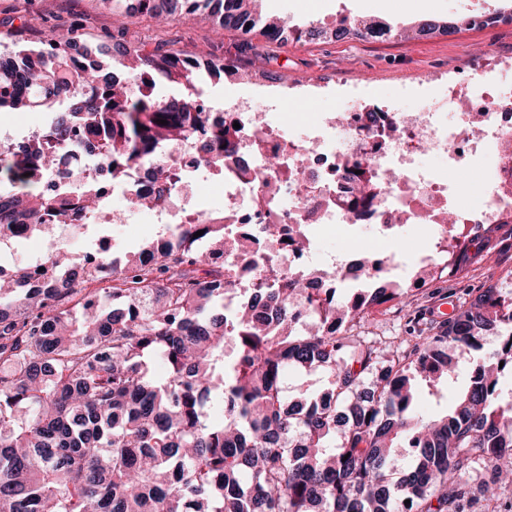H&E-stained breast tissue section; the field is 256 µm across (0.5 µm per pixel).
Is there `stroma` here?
<instances>
[{"label": "stroma", "mask_w": 512, "mask_h": 512, "mask_svg": "<svg viewBox=\"0 0 512 512\" xmlns=\"http://www.w3.org/2000/svg\"><path fill=\"white\" fill-rule=\"evenodd\" d=\"M379 6L384 9L381 22L398 27L412 26L425 14L409 8L406 0H267L268 14L296 25L312 21L330 24L344 15L364 17ZM29 9L60 33L66 32L74 15H84L85 39L95 47L106 44L108 34L122 24L127 27L129 41L152 44L171 40L203 54L219 55L251 41L252 50L242 56V66L251 72V79L210 84L209 99L217 108L231 98L247 99L269 111L271 122L282 126L297 123L299 113L337 112L350 101L410 110L420 99L440 93L448 82L469 79L474 64L493 69L502 61L512 60V21L507 19L483 30L428 39L302 44L269 41L258 35L247 38L202 18L161 26L145 18L125 20L99 0H33L29 5L24 0H0V21L7 17L13 20L11 27L0 25V51L8 50L18 39L40 38L38 29L24 24L23 15ZM111 209L113 221H90L67 240L73 262H81L86 251L102 244L122 256L156 240L160 227L152 217L143 214L134 223L123 220L126 208L122 194L113 195ZM353 244L358 248L370 245L372 250L404 263L407 276L418 270L421 258L433 247L425 224L405 225L402 232L387 238L374 236L367 227L357 231Z\"/></svg>", "instance_id": "35a3bbf8"}]
</instances>
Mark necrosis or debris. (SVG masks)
<instances>
[{
  "mask_svg": "<svg viewBox=\"0 0 512 512\" xmlns=\"http://www.w3.org/2000/svg\"><path fill=\"white\" fill-rule=\"evenodd\" d=\"M222 113L225 122L245 118L262 127L240 145L250 171L224 168V240L250 237L267 264L308 267L313 254L295 248V240L330 233L344 238L362 224L381 232L394 224H431L435 242L444 246L441 219L447 211H457L466 224L512 220V195L502 190L512 182V95L483 76L449 85L439 98L424 99L408 112L354 103L319 119L308 114L295 135L245 101L225 102ZM282 152L302 159L301 180L266 172V159ZM487 153L497 171L484 187L483 204L460 208L457 193L448 190V174ZM424 155L447 159V170L422 167ZM355 163L356 174L350 170ZM256 179L264 183L258 192L252 189Z\"/></svg>",
  "mask_w": 512,
  "mask_h": 512,
  "instance_id": "1",
  "label": "necrosis or debris"
}]
</instances>
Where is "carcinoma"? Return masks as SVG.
Here are the masks:
<instances>
[{"mask_svg": "<svg viewBox=\"0 0 512 512\" xmlns=\"http://www.w3.org/2000/svg\"><path fill=\"white\" fill-rule=\"evenodd\" d=\"M151 19L201 16L224 29L270 41L450 36L510 20L500 14L423 18L409 31L342 17L294 28L261 14L256 0H134ZM82 56L84 63L76 62ZM248 78L235 57L112 35L111 60L85 46L74 21L33 44L0 53V110H49L55 143H0V243L66 224L102 206L98 165L120 180L140 164L188 142L199 168L240 164L231 129L198 104L205 78ZM163 85L180 89L159 97ZM167 121L162 125L159 120ZM255 132V129L248 130ZM65 179L52 193L44 175ZM30 176H24V173ZM150 191L128 197L150 208L172 190L158 163ZM502 224H448L441 263L420 267L422 285L462 279L474 260L502 248ZM203 234L193 237L198 231ZM169 239L124 261L104 251L89 268L63 248L42 266L46 287L26 286L27 267L0 280V512H512L498 502L502 465L512 461V395L499 364L512 361V290L491 279L465 290L446 320L420 312L406 323L410 350L373 336H351L370 314L413 292L408 283L358 288L322 269L283 266L281 286L259 288L224 314V219L168 229ZM503 337L486 352V336ZM466 356V389L441 417L414 405L418 379L438 389ZM160 356L169 375L150 377ZM323 373L326 391L292 401L288 370ZM224 406L213 424L207 408ZM417 450L399 482L400 441Z\"/></svg>", "mask_w": 512, "mask_h": 512, "instance_id": "cac0c4a2", "label": "carcinoma"}]
</instances>
